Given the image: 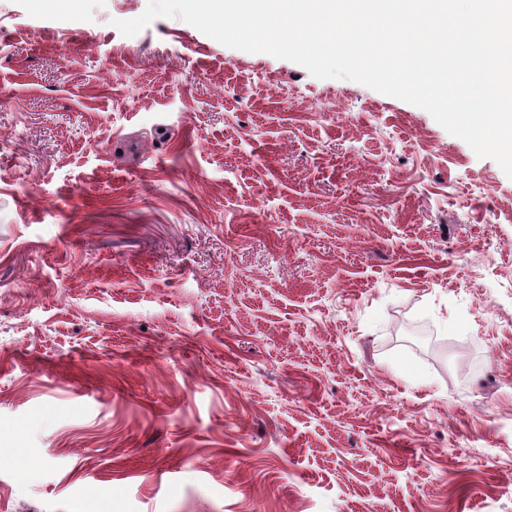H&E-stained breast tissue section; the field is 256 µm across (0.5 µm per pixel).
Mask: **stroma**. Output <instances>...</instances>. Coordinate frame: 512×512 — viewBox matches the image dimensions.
<instances>
[{
  "mask_svg": "<svg viewBox=\"0 0 512 512\" xmlns=\"http://www.w3.org/2000/svg\"><path fill=\"white\" fill-rule=\"evenodd\" d=\"M147 0H0V512H512V179Z\"/></svg>",
  "mask_w": 512,
  "mask_h": 512,
  "instance_id": "1",
  "label": "stroma"
}]
</instances>
